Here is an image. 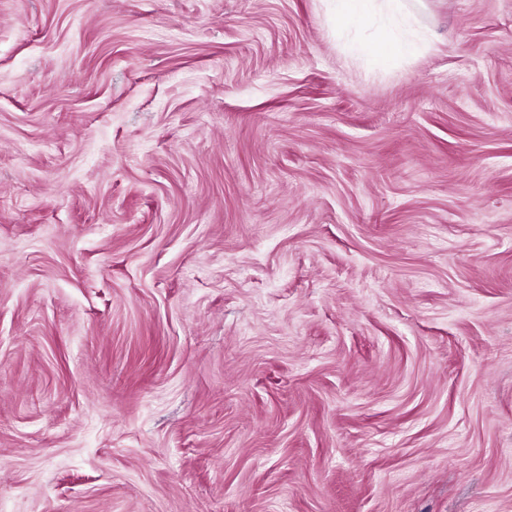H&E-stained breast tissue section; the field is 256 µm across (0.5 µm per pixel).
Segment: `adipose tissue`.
<instances>
[{
    "label": "adipose tissue",
    "instance_id": "adipose-tissue-1",
    "mask_svg": "<svg viewBox=\"0 0 512 512\" xmlns=\"http://www.w3.org/2000/svg\"><path fill=\"white\" fill-rule=\"evenodd\" d=\"M337 30L380 16L382 24L372 43L373 51L388 60L412 55L418 48L417 34L412 28L402 0H332Z\"/></svg>",
    "mask_w": 512,
    "mask_h": 512
}]
</instances>
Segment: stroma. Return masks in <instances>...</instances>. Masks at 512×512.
<instances>
[{
    "instance_id": "1",
    "label": "stroma",
    "mask_w": 512,
    "mask_h": 512,
    "mask_svg": "<svg viewBox=\"0 0 512 512\" xmlns=\"http://www.w3.org/2000/svg\"><path fill=\"white\" fill-rule=\"evenodd\" d=\"M0 0V512H512V0ZM333 3L336 30L370 21L375 14L381 17V27L372 43L373 51L387 60L412 55L418 48L417 33L412 29L402 0H328Z\"/></svg>"
}]
</instances>
